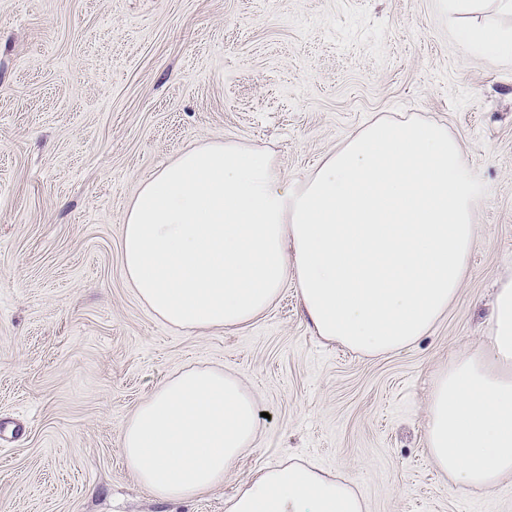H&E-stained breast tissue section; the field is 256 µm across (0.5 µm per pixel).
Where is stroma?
Returning <instances> with one entry per match:
<instances>
[{
  "label": "stroma",
  "instance_id": "obj_1",
  "mask_svg": "<svg viewBox=\"0 0 512 512\" xmlns=\"http://www.w3.org/2000/svg\"><path fill=\"white\" fill-rule=\"evenodd\" d=\"M444 0H0V512H225L265 467L353 479L368 512H512V478L451 486L425 438L435 382L485 344L512 272V55L459 39ZM445 125L478 188V238L431 331L377 357L312 332L295 283L204 334L129 288L122 217L140 184L214 140L303 177L384 119ZM190 367L258 397L223 484L165 503L121 445L133 409Z\"/></svg>",
  "mask_w": 512,
  "mask_h": 512
}]
</instances>
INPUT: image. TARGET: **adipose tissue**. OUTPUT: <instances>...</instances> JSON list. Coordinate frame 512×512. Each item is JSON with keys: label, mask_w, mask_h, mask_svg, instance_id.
I'll use <instances>...</instances> for the list:
<instances>
[{"label": "adipose tissue", "mask_w": 512, "mask_h": 512, "mask_svg": "<svg viewBox=\"0 0 512 512\" xmlns=\"http://www.w3.org/2000/svg\"><path fill=\"white\" fill-rule=\"evenodd\" d=\"M463 154L433 121L378 120L303 178L266 151L213 141L145 182L123 217L126 282L165 324L199 334L245 324L295 279L314 333L364 355L407 347L456 298L478 234ZM255 396L233 375L168 378L122 427L125 462L168 502L222 482L254 441ZM429 457L450 482L512 476V276L484 349L457 356L430 400ZM225 512H366L346 480L291 462L264 469Z\"/></svg>", "instance_id": "obj_1"}]
</instances>
